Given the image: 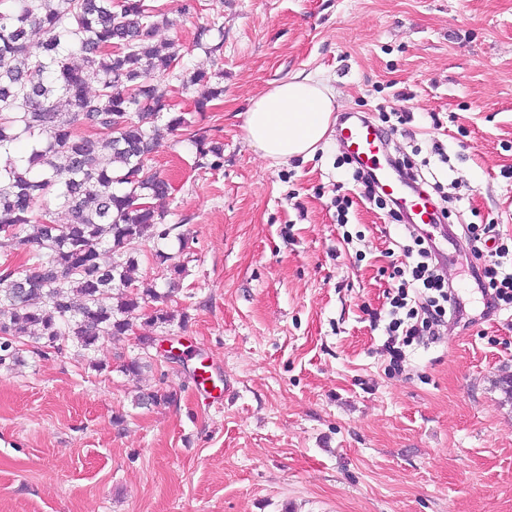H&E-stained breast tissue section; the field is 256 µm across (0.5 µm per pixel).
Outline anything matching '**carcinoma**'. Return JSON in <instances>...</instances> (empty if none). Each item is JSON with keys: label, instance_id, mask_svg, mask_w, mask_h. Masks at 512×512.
I'll return each instance as SVG.
<instances>
[{"label": "carcinoma", "instance_id": "1", "mask_svg": "<svg viewBox=\"0 0 512 512\" xmlns=\"http://www.w3.org/2000/svg\"><path fill=\"white\" fill-rule=\"evenodd\" d=\"M168 24L146 0H0V252L33 260L14 275L0 270V370L26 351L91 352L130 331L148 299L157 303L148 323L175 321L164 303L185 267L163 249L176 226L163 224L154 201L171 185L148 161L160 130L173 133L186 119L170 114L171 87L155 76L187 90L222 74L189 71L178 44H156ZM30 28L42 31L36 45ZM77 57L83 66L72 64ZM83 124L102 131L80 133ZM23 138L33 144L16 156ZM192 143L200 160L221 155L203 137ZM139 240L153 242L152 259L168 275L164 293L136 290ZM148 368L134 357L120 372L138 377ZM168 399L140 390L133 405Z\"/></svg>", "mask_w": 512, "mask_h": 512}]
</instances>
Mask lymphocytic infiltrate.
Segmentation results:
<instances>
[{
    "mask_svg": "<svg viewBox=\"0 0 512 512\" xmlns=\"http://www.w3.org/2000/svg\"><path fill=\"white\" fill-rule=\"evenodd\" d=\"M405 260L396 267L397 285L390 297V321L383 344L391 371L403 368L405 349L414 343L437 341L448 323L468 322L463 302L441 272V259L424 238L414 236L404 251ZM471 277L483 303V316L496 315L512 305V269L499 260L482 259L471 269Z\"/></svg>",
    "mask_w": 512,
    "mask_h": 512,
    "instance_id": "obj_1",
    "label": "lymphocytic infiltrate"
}]
</instances>
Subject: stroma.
<instances>
[{"label":"stroma","instance_id":"stroma-1","mask_svg":"<svg viewBox=\"0 0 512 512\" xmlns=\"http://www.w3.org/2000/svg\"><path fill=\"white\" fill-rule=\"evenodd\" d=\"M150 2L171 21L157 44L224 74L202 111L205 86L174 87L189 126L149 161L172 185L157 206L180 231L178 323L0 371V512H512V310L481 318L477 259L448 241L492 224L512 248V0ZM203 27L220 60L195 47ZM300 72L335 118L400 116L386 158L440 183L448 219L426 232L474 321L407 347L396 375L381 348L404 224L365 199L338 137L280 163L245 138L251 100ZM193 133L219 166H198ZM144 336L180 360L150 348L135 382L118 365ZM141 388L168 400L135 407Z\"/></svg>","mask_w":512,"mask_h":512}]
</instances>
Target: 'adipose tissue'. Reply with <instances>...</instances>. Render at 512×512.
Here are the masks:
<instances>
[{"instance_id":"1","label":"adipose tissue","mask_w":512,"mask_h":512,"mask_svg":"<svg viewBox=\"0 0 512 512\" xmlns=\"http://www.w3.org/2000/svg\"><path fill=\"white\" fill-rule=\"evenodd\" d=\"M335 109L331 88L315 76L299 73L252 100L245 138L267 159H305L324 143Z\"/></svg>"}]
</instances>
